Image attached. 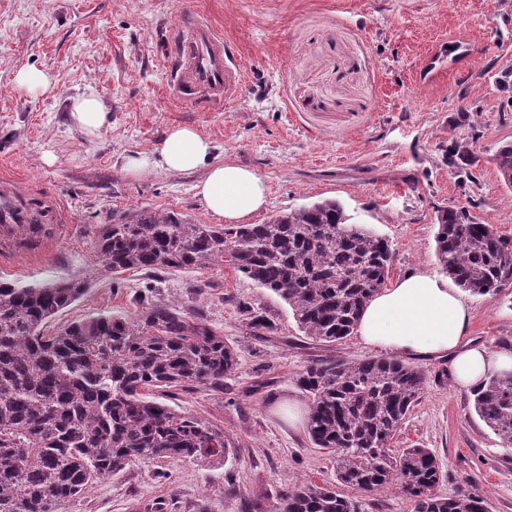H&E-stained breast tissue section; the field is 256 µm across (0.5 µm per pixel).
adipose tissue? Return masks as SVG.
Returning <instances> with one entry per match:
<instances>
[{
	"instance_id": "1",
	"label": "adipose tissue",
	"mask_w": 512,
	"mask_h": 512,
	"mask_svg": "<svg viewBox=\"0 0 512 512\" xmlns=\"http://www.w3.org/2000/svg\"><path fill=\"white\" fill-rule=\"evenodd\" d=\"M71 122L96 135L110 114L94 85L73 99ZM214 143L190 126L168 129L155 152L127 157L124 169L142 176L157 169L203 171L196 194L206 210L229 224L245 222L267 201L264 179L236 163L213 160ZM472 312L447 278L423 271L409 273L378 291L365 306L358 334L368 346L391 355L447 356L453 381L472 387L491 374L512 371V352L492 351L469 338Z\"/></svg>"
}]
</instances>
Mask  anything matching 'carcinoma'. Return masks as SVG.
<instances>
[{"label": "carcinoma", "mask_w": 512, "mask_h": 512, "mask_svg": "<svg viewBox=\"0 0 512 512\" xmlns=\"http://www.w3.org/2000/svg\"><path fill=\"white\" fill-rule=\"evenodd\" d=\"M510 175L512 141L493 155ZM442 272L473 295L512 285V239L464 210L438 214ZM102 267L204 271L230 262L279 296L304 335L335 343L351 335L391 269L388 241L351 224L334 200L264 224H200L172 211L135 209L97 234ZM88 283L69 279L19 287L0 282V512H67L93 483L161 459L220 461L224 430L176 412L161 395L203 385L224 390L238 365L224 335L158 298H140L134 317L101 315L48 335L44 324ZM309 402L307 430L332 453L336 481L363 492L397 487L412 512H490L471 490L437 491L442 472L426 448L390 453V441L420 398L424 374L390 358L328 357L298 378ZM478 416L512 446V374L473 389ZM282 512H358L338 488L303 483L279 496Z\"/></svg>", "instance_id": "cac0c4a2"}]
</instances>
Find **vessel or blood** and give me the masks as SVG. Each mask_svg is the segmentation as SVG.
<instances>
[{
  "mask_svg": "<svg viewBox=\"0 0 512 512\" xmlns=\"http://www.w3.org/2000/svg\"><path fill=\"white\" fill-rule=\"evenodd\" d=\"M173 63L169 94L184 105L207 103L223 108L235 99L243 70L234 49L212 25L182 12L172 28ZM63 216L56 199L28 206L11 182L0 183V247L8 248L27 224H59Z\"/></svg>",
  "mask_w": 512,
  "mask_h": 512,
  "instance_id": "obj_1",
  "label": "vessel or blood"
}]
</instances>
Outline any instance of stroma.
<instances>
[{"mask_svg": "<svg viewBox=\"0 0 512 512\" xmlns=\"http://www.w3.org/2000/svg\"><path fill=\"white\" fill-rule=\"evenodd\" d=\"M190 7L230 40L244 66L235 100L223 111L177 106L168 96L169 31ZM512 0H0V178L32 203L56 198L64 222L43 252L0 251V281L18 286L84 279L86 293L47 323L56 330L99 315H135L140 296L175 303L221 332L238 366L215 392L196 387L171 406L223 429L224 461L161 460L105 477L68 512H245L259 497L336 481L329 454L311 441L297 384L312 361L378 352L351 335L322 344L300 331L291 309L231 264L201 272L102 269L100 225L134 208L163 209L215 223L194 189L200 173L162 169L141 177L126 156L149 153L164 132L189 125L217 145V161L254 169L268 186L254 224L316 201H339L350 223L386 237L388 275L439 272L438 210L463 208L477 222L512 236V190L492 161L512 141V32L502 24ZM464 36L469 60H450L436 84L420 85L421 60L442 41ZM48 74L54 88L32 94L19 70ZM94 84L109 125L87 137L69 120L70 100ZM469 121L459 123L460 111ZM470 143L466 175L448 165L450 141ZM53 164H45L46 154ZM471 338L512 349V286L495 296H467ZM276 325L258 334L239 305ZM426 385L390 446L426 448L436 457L444 495L472 489L492 512H512V447L473 409L444 357L410 360Z\"/></svg>", "mask_w": 512, "mask_h": 512, "instance_id": "35a3bbf8", "label": "stroma"}]
</instances>
